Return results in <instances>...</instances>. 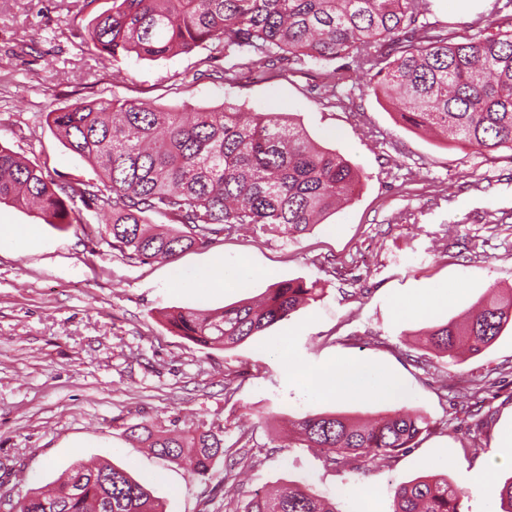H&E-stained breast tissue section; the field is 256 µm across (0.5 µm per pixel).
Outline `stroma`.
Returning a JSON list of instances; mask_svg holds the SVG:
<instances>
[{
  "instance_id": "stroma-1",
  "label": "stroma",
  "mask_w": 512,
  "mask_h": 512,
  "mask_svg": "<svg viewBox=\"0 0 512 512\" xmlns=\"http://www.w3.org/2000/svg\"><path fill=\"white\" fill-rule=\"evenodd\" d=\"M111 5L0 0L1 145L56 181L89 180L91 165L53 134L47 112L115 96L187 111L230 99L289 115L364 179L350 204L303 234L249 224L175 260L144 263L101 238L93 210L54 225L0 204V489L18 498L94 460L125 469L165 512H243L254 494L294 481L338 512H358L363 487L374 491L376 512H394L398 483L442 469L464 493L462 512H484V490L512 477V331L455 366L426 349L424 335L465 320L490 291L512 294V154L489 158L407 128L362 74L337 103L318 97L322 69L313 65L227 85L223 68L247 56L211 43L102 62L87 29ZM489 8V0H438L436 16L462 34ZM32 225L36 236H25ZM473 239L483 244L475 254L464 248ZM228 270L246 287H224ZM201 274L215 287L195 288ZM297 278L317 283L322 298L231 349L197 345L159 317L165 308L218 311ZM428 296L434 311L397 315L399 303ZM281 339L284 355L272 346ZM343 362L371 366L394 386L314 395L294 376L298 365ZM401 407L425 415L431 432L390 460L330 469L320 453L288 442L290 421L309 413L364 418ZM146 422L209 429L248 453L234 471L220 463L194 479L127 437Z\"/></svg>"
}]
</instances>
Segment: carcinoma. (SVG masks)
Listing matches in <instances>:
<instances>
[{
    "label": "carcinoma",
    "mask_w": 512,
    "mask_h": 512,
    "mask_svg": "<svg viewBox=\"0 0 512 512\" xmlns=\"http://www.w3.org/2000/svg\"><path fill=\"white\" fill-rule=\"evenodd\" d=\"M496 31L460 37L431 20L433 0H112L89 23L88 39L107 61L157 60L210 42L247 49L249 63L224 69L236 84L244 71L279 61H345V72L369 76L401 120L440 133L459 148L512 152V0H493ZM47 124L96 178L57 183L0 145V203L33 209L47 224H74L76 203L94 210L110 245L141 262L167 260L244 224L285 234L304 232L349 201L362 173L334 149L313 143L282 112H242L224 105L178 112L142 100L98 98L47 113ZM168 216L188 231H153L149 215ZM314 283L278 282L259 302L216 312L164 314L175 332L206 348L236 346L321 296ZM512 324V299L493 296L468 321L426 333L453 360L459 349L479 354ZM426 417L384 414L361 422L335 413L291 422L290 438L341 466L374 463L414 447ZM162 457L187 463L204 479L224 459V439L211 430L128 428ZM497 512H512V477L494 487ZM464 492L434 472L394 488V512H461ZM16 512H164L153 492L109 462H76L50 490L33 488ZM244 512H336L308 486L291 482L255 494Z\"/></svg>",
    "instance_id": "cac0c4a2"
}]
</instances>
